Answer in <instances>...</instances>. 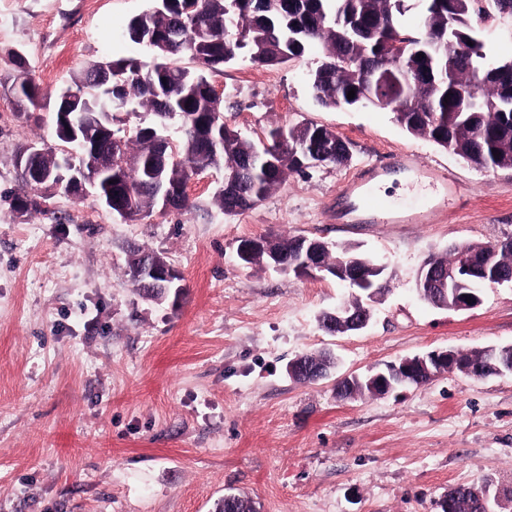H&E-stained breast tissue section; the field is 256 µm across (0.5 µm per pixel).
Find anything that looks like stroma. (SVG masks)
I'll use <instances>...</instances> for the list:
<instances>
[{
    "mask_svg": "<svg viewBox=\"0 0 512 512\" xmlns=\"http://www.w3.org/2000/svg\"><path fill=\"white\" fill-rule=\"evenodd\" d=\"M150 0H0V53H24L52 97L89 62L144 57L126 37ZM312 57L240 60L209 80L224 120L254 140L312 122L350 146L342 166L289 174L254 208L224 216L222 175H193V212L126 221L91 197L18 214L0 200V512H215L224 495L259 512H441L448 489L512 488V374L447 373L395 393L341 399L334 378L299 383L302 354L332 351L337 376L434 350L512 346V288L469 310L415 291L423 259L512 236V169L480 171L406 134L388 111L326 109ZM48 112L0 89V197L17 186L15 144L50 139ZM448 166L470 193L433 224L333 222L343 184L398 151ZM304 235L357 246L387 266L389 290L360 332L329 335L322 312L348 302L333 278L241 262L240 240ZM162 253L179 288L141 296L126 245Z\"/></svg>",
    "mask_w": 512,
    "mask_h": 512,
    "instance_id": "stroma-1",
    "label": "stroma"
}]
</instances>
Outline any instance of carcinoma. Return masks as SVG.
Wrapping results in <instances>:
<instances>
[{"instance_id":"cac0c4a2","label":"carcinoma","mask_w":512,"mask_h":512,"mask_svg":"<svg viewBox=\"0 0 512 512\" xmlns=\"http://www.w3.org/2000/svg\"><path fill=\"white\" fill-rule=\"evenodd\" d=\"M475 0H167L156 2L131 18L127 36L145 49L149 60L120 58L93 61L54 99H47L30 74L24 56L7 53L10 72L5 80L21 112L47 109L52 142L42 148L38 163L58 166L62 148L75 162L71 172L88 179L99 175L97 165H83L82 155L98 149L97 159L112 166V211L128 221L162 209V193L177 192L174 210L194 204L186 193L192 175L214 168L223 173L215 203L228 217L253 208L290 173L315 164L343 165L351 158L349 145L325 126L311 122L271 129L266 141L255 142L224 122V100L208 74L239 59L258 66H278L317 50L319 59L307 80L324 108L361 105L391 112L409 135L423 137L451 150L479 170L511 169L512 58L497 56L473 26ZM155 34L141 42L140 29ZM188 57L189 69L174 60ZM384 79L385 92L369 95L366 74ZM355 97L347 98L349 91ZM149 112L153 119L133 129L117 126L116 112ZM32 142L12 150L18 189L8 196L17 213L45 212L57 195H71L68 184L32 183L21 165ZM300 236L240 240L238 258L246 264L270 266L269 253L293 256ZM321 262L333 272L341 262L377 263L350 248L342 250L314 240ZM488 257L499 272L512 275V241L498 245H457L431 253L426 261L450 273L467 262ZM151 258L165 266L164 256L129 250L127 275L145 297L162 301L167 291L145 292L137 277L138 260ZM485 275L469 273L457 289L481 301ZM423 298L444 309L458 299L438 288L423 289ZM476 375L492 373L499 360L478 351L458 354ZM316 374L296 376L312 381L330 375L335 359L327 352L306 354ZM477 485H460L455 512H482ZM216 512H256L252 499L232 494Z\"/></svg>"}]
</instances>
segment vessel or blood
<instances>
[{
  "label": "vessel or blood",
  "mask_w": 512,
  "mask_h": 512,
  "mask_svg": "<svg viewBox=\"0 0 512 512\" xmlns=\"http://www.w3.org/2000/svg\"><path fill=\"white\" fill-rule=\"evenodd\" d=\"M421 172L434 187L430 201L421 208L401 211L377 195L375 187L388 177L391 170ZM465 186L447 167L436 165L420 167L415 154L400 152L389 162L375 163L364 168L347 182L342 193L346 211L343 220L348 224H431L446 216L448 206L464 196Z\"/></svg>",
  "instance_id": "obj_1"
}]
</instances>
